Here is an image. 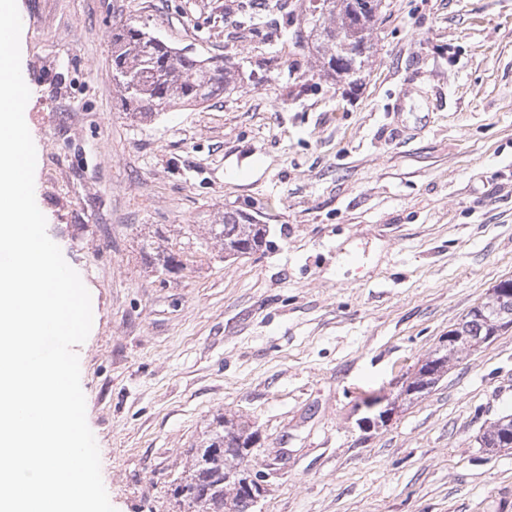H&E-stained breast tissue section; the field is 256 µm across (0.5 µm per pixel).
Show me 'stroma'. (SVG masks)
Here are the masks:
<instances>
[{
    "instance_id": "stroma-1",
    "label": "stroma",
    "mask_w": 512,
    "mask_h": 512,
    "mask_svg": "<svg viewBox=\"0 0 512 512\" xmlns=\"http://www.w3.org/2000/svg\"><path fill=\"white\" fill-rule=\"evenodd\" d=\"M308 0H18L35 199L92 300L77 346L116 512L173 491L223 416L260 439L254 512H512V329L391 401L512 277V0H383L355 84L295 45ZM230 67L127 115L112 29ZM265 225L228 260L225 214ZM174 255L180 268L161 272ZM510 437V440H509ZM481 448L491 451L512 448V414L498 418L480 437ZM511 445V446H509Z\"/></svg>"
}]
</instances>
